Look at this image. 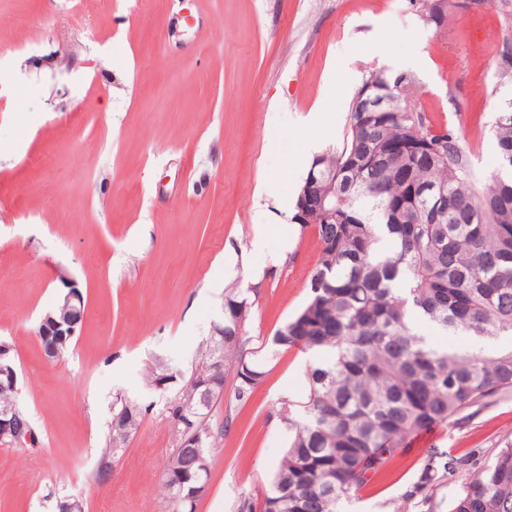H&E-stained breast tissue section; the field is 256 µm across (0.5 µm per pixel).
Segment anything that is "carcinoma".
I'll return each instance as SVG.
<instances>
[{"mask_svg":"<svg viewBox=\"0 0 512 512\" xmlns=\"http://www.w3.org/2000/svg\"><path fill=\"white\" fill-rule=\"evenodd\" d=\"M491 0H422L426 22L449 25L459 11ZM496 76L512 88V42L503 37ZM413 88L412 103L399 88ZM392 101L388 112H351L338 143L315 156L325 209L315 217L320 254L311 294L273 336L248 350V293L224 295V335L210 336L186 383L170 402L176 433L200 439L175 448L161 488L173 512H195L190 477L210 475L229 420L213 421L219 392L201 402L198 381L233 379L247 401L265 375L264 359L298 348L314 356L302 403L282 402L288 447L270 479L265 512H341L409 439L512 390V93L502 98L491 133L497 170L479 177L465 140L433 129L417 105L421 87L407 72L369 69L358 92ZM448 336H473L489 350L434 344L418 325ZM182 377L162 361L145 380ZM17 409L0 387V410ZM143 408L126 397L98 462L114 464L139 428ZM452 512H512V443L466 479Z\"/></svg>","mask_w":512,"mask_h":512,"instance_id":"cac0c4a2","label":"carcinoma"}]
</instances>
